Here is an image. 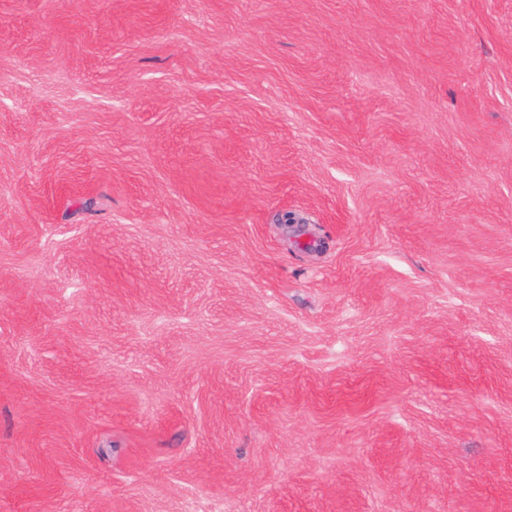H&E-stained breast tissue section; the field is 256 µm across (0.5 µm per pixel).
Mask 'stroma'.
Returning a JSON list of instances; mask_svg holds the SVG:
<instances>
[{"mask_svg": "<svg viewBox=\"0 0 512 512\" xmlns=\"http://www.w3.org/2000/svg\"><path fill=\"white\" fill-rule=\"evenodd\" d=\"M0 512H512V0H0Z\"/></svg>", "mask_w": 512, "mask_h": 512, "instance_id": "1", "label": "stroma"}]
</instances>
